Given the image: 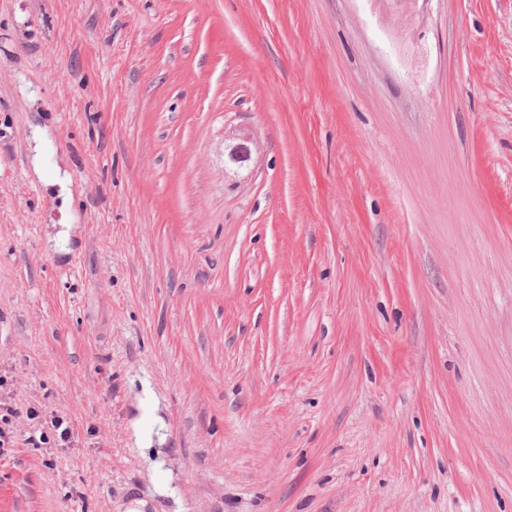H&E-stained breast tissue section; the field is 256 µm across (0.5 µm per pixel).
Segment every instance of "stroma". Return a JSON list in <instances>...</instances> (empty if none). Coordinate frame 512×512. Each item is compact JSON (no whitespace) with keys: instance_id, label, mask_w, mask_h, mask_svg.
Returning a JSON list of instances; mask_svg holds the SVG:
<instances>
[{"instance_id":"stroma-1","label":"stroma","mask_w":512,"mask_h":512,"mask_svg":"<svg viewBox=\"0 0 512 512\" xmlns=\"http://www.w3.org/2000/svg\"><path fill=\"white\" fill-rule=\"evenodd\" d=\"M0 414V512H512V0H0Z\"/></svg>"}]
</instances>
